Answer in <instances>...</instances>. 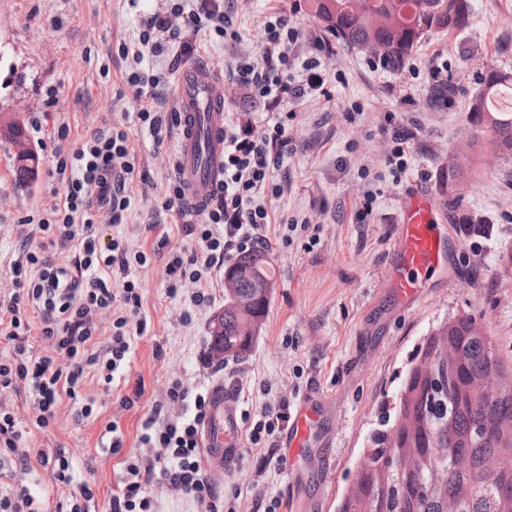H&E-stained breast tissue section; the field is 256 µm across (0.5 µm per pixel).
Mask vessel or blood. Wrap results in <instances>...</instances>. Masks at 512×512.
<instances>
[{"label": "vessel or blood", "mask_w": 512, "mask_h": 512, "mask_svg": "<svg viewBox=\"0 0 512 512\" xmlns=\"http://www.w3.org/2000/svg\"><path fill=\"white\" fill-rule=\"evenodd\" d=\"M176 103L181 113L176 174L185 186L190 207L209 204L224 177V82L218 71L204 65L184 66L178 77ZM433 196L412 190L401 201L396 232V262L385 277L400 299L419 296L426 275L446 262V235L435 219ZM321 414L316 400L295 410L284 436L289 455L309 444ZM241 419L236 396L223 385L210 391V409L204 421L203 445L209 459L233 462L240 451Z\"/></svg>", "instance_id": "b4317fda"}]
</instances>
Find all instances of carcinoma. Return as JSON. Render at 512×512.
Here are the masks:
<instances>
[{"label": "carcinoma", "mask_w": 512, "mask_h": 512, "mask_svg": "<svg viewBox=\"0 0 512 512\" xmlns=\"http://www.w3.org/2000/svg\"><path fill=\"white\" fill-rule=\"evenodd\" d=\"M313 16L336 40L357 47L392 68L404 65L411 51L435 32L464 29L471 0H307ZM470 106V145L490 134L499 152L512 155V73L488 69L478 78ZM467 170L448 156V194L461 197ZM265 264L261 253H248L238 270ZM242 315L224 302V352L239 357L254 340L239 335ZM475 317L457 316L453 328H440L418 349L430 364L407 369L398 393L400 426L382 412L378 430L367 440L369 463L348 488L342 512H512V494L494 490L484 476L485 461L496 456L512 485V358L500 354L485 328L474 329ZM458 362L448 365V351ZM500 375L498 389L483 392L475 380L491 369ZM495 424L499 436L481 429Z\"/></svg>", "instance_id": "obj_1"}]
</instances>
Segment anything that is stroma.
<instances>
[{"mask_svg":"<svg viewBox=\"0 0 512 512\" xmlns=\"http://www.w3.org/2000/svg\"><path fill=\"white\" fill-rule=\"evenodd\" d=\"M467 28L435 33L397 70L370 54L326 37L306 0H226L241 37L231 47L214 35L201 41L194 63L227 73L237 53L255 54L264 25L280 11L303 37L290 72L302 81L301 61L321 63L323 85L300 101L269 110L261 99L230 89L227 124L255 119L283 124L288 143L276 172L283 190L264 192L272 222L263 252L274 269V288L259 336L242 358L216 362L208 325L224 305L223 271H214L210 305L192 307L190 289L170 294L162 257L135 270L141 285L140 338L119 387L88 377L82 396L93 407L76 419L62 403L53 424L32 429L31 448H70L75 482H88L96 512H106L117 489L123 457L139 453L142 421L166 402L168 383L190 391L221 382L239 392L242 426L261 420L267 407L293 412L309 395L324 402L312 448L285 463L280 420L258 444L242 441L232 465L208 462L218 498L236 497L238 512H263L278 497V512H336L350 484L381 404L394 400L408 357L442 321L468 312L481 318L504 356L512 357V155L484 141L473 156L478 174L462 193L457 211L448 208L443 183L448 157L468 142L469 104L485 68L512 71V0H471ZM167 0H0V115L24 126L39 157L35 176L18 183L14 153L0 140V292L11 288L6 262L18 245L26 216L41 217L55 200L50 172L57 150L75 147L86 131L104 122L124 127L134 150L138 181L125 223L109 228L130 251L166 239L171 250L191 247L185 232L192 216L168 211L170 164L178 129L155 143L135 122L139 109L123 76L131 65L120 45L137 49L144 18ZM61 28H54V19ZM451 82L448 100L435 101V77ZM58 102L48 119L40 111L46 87ZM395 114V125L384 117ZM70 128L58 140L60 125ZM412 137L394 140L395 126ZM436 199V219L448 232V263L429 274L421 298L406 303L385 284L395 258L398 210L412 182ZM482 230L464 234L462 225ZM191 320H184V312ZM132 407H124L122 398ZM118 425L123 447L111 453L108 428Z\"/></svg>","mask_w":512,"mask_h":512,"instance_id":"1","label":"stroma"}]
</instances>
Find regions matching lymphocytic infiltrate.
I'll return each instance as SVG.
<instances>
[{"label":"lymphocytic infiltrate","instance_id":"f902f5d3","mask_svg":"<svg viewBox=\"0 0 512 512\" xmlns=\"http://www.w3.org/2000/svg\"><path fill=\"white\" fill-rule=\"evenodd\" d=\"M232 19L224 0H197L195 9L173 4L170 14L155 13L143 23L140 50L134 53V68L124 81L139 100L136 119L155 141L179 122L175 105L155 108L156 81L141 68L146 54L162 50L163 40L177 42L181 55L197 52L196 37L204 30L225 36L232 32ZM263 62L237 60L231 81L247 97L265 99L268 107H279L286 99H300L319 88V63L304 61L306 79L292 84L289 48L301 33L289 27L283 16H275L264 29ZM281 124L254 136L252 124L227 131L224 147V180L199 223L188 225L197 245L191 251L171 253L165 259L170 289L183 282L195 284L193 306L208 304L206 282L212 271L223 266L233 253L263 244V231L270 215L254 201L261 189L279 192L274 173L281 165L287 140ZM53 175L62 193L39 219H26L21 245L8 261L14 283L12 293L0 295V392L24 399L36 411L34 424L19 420L14 407L0 405V512H43L37 497L16 475L50 482L72 480V456L65 448L47 451L25 445L29 427L47 428L54 421L62 400L79 407L78 418L92 416L82 401L87 372L96 373L105 385L122 377L124 368L142 335V322L133 318L141 306L140 283L131 278L132 266L147 262L145 252L128 254L122 243L105 235L112 224L123 223L131 206L134 156L128 135L117 127L92 130L74 150L55 155ZM39 250H31V240ZM72 252L70 263L56 257ZM120 284H113V274ZM111 313L110 325H102L101 314ZM38 323H31V316ZM44 343L34 352L33 340ZM170 403L181 406L176 418H167L163 406H154L142 423V447L156 449V456L140 455L123 461L124 475L113 493L109 512H156L150 495L152 486L193 498L205 504L213 499V485L202 464L200 431L209 408V395L190 392L180 382L167 388Z\"/></svg>","mask_w":512,"mask_h":512}]
</instances>
